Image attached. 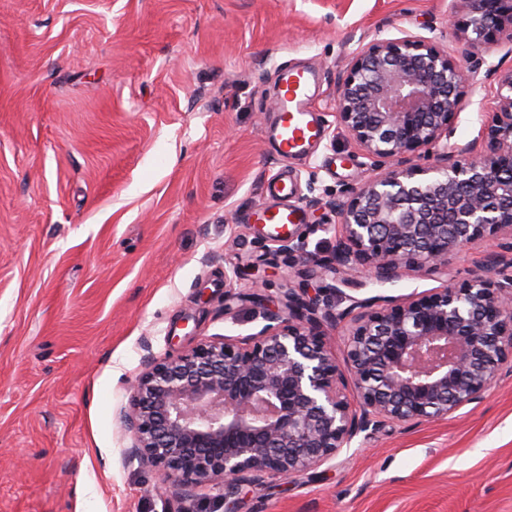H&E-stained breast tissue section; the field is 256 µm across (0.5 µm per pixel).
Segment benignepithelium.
<instances>
[{
	"label": "benign epithelium",
	"instance_id": "benign-epithelium-1",
	"mask_svg": "<svg viewBox=\"0 0 512 512\" xmlns=\"http://www.w3.org/2000/svg\"><path fill=\"white\" fill-rule=\"evenodd\" d=\"M459 2L470 54L512 30V0ZM472 82L447 51L412 36L371 41L349 59L336 120L375 174L328 202L340 234L331 256L307 258L306 280L320 269L365 270L379 281L429 275L485 237L512 238V72L480 148L454 146L430 161ZM271 240L287 258L302 248L292 233ZM508 269L512 241L483 272L398 304L355 301L338 312L306 288L257 292V332L147 359L121 412L127 459L160 473L162 501L183 500L217 479L232 489L305 474L385 422L444 419L481 400L512 363ZM349 315L344 373L327 330Z\"/></svg>",
	"mask_w": 512,
	"mask_h": 512
}]
</instances>
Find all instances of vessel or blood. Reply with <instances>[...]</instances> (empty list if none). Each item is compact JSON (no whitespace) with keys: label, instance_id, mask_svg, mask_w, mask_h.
<instances>
[{"label":"vessel or blood","instance_id":"vessel-or-blood-1","mask_svg":"<svg viewBox=\"0 0 512 512\" xmlns=\"http://www.w3.org/2000/svg\"><path fill=\"white\" fill-rule=\"evenodd\" d=\"M314 81V74L306 69H287L280 75L279 122L270 136L284 153H306L323 135V123L307 103V91ZM265 221L271 234L281 235L301 223L302 215L300 210L285 207L268 213Z\"/></svg>","mask_w":512,"mask_h":512}]
</instances>
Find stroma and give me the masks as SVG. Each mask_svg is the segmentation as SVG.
Instances as JSON below:
<instances>
[{"label":"stroma","mask_w":512,"mask_h":512,"mask_svg":"<svg viewBox=\"0 0 512 512\" xmlns=\"http://www.w3.org/2000/svg\"><path fill=\"white\" fill-rule=\"evenodd\" d=\"M458 0H0V512H162L158 472L128 462L127 383L163 356L263 324L253 282L283 288L256 214L288 171L308 253L336 246L327 201L373 175L336 122L362 44L432 42L476 83L451 143L479 141L512 37L464 57ZM316 73L324 135L301 158L267 137L279 74ZM489 237L429 276L346 293L397 303L484 270ZM252 257L225 280L230 259ZM204 512H512V369L446 419L386 424L306 474Z\"/></svg>","instance_id":"obj_1"}]
</instances>
